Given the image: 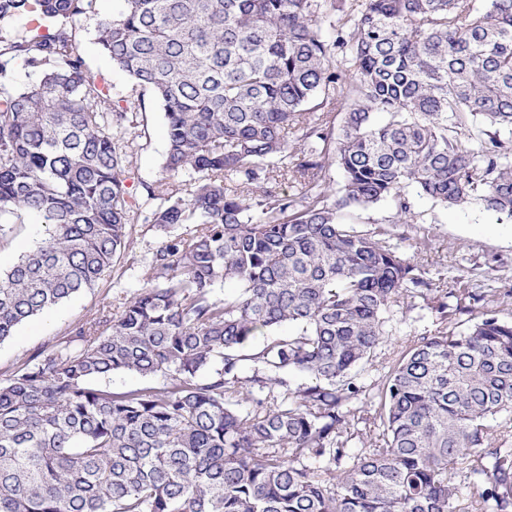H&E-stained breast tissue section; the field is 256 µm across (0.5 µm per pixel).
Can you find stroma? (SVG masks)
Masks as SVG:
<instances>
[{"label": "stroma", "instance_id": "stroma-1", "mask_svg": "<svg viewBox=\"0 0 512 512\" xmlns=\"http://www.w3.org/2000/svg\"><path fill=\"white\" fill-rule=\"evenodd\" d=\"M122 8L123 0H94L91 9L72 22L88 73L115 99L131 95L133 82L103 51L98 42V29L105 19ZM144 105L146 125L132 129L129 135L130 176L126 185L136 198L141 197L144 185L162 178L167 149L159 105L149 96L145 97ZM413 210L431 222V247L418 248L413 225L401 224L397 230L405 235L399 243L401 250L419 267L448 278L458 277L471 288L512 289V220L499 217L477 202L446 209L429 199L418 198ZM166 237V231L156 225L135 224L129 248L94 288L27 321L13 336L0 342V382L6 381L37 352L55 344L74 326L100 317L115 298L139 288L153 253ZM433 330L428 310L414 309L393 329L382 353L387 357L397 355L411 340Z\"/></svg>", "mask_w": 512, "mask_h": 512}]
</instances>
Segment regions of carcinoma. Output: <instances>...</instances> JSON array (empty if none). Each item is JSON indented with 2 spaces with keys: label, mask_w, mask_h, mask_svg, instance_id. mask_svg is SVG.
<instances>
[{
  "label": "carcinoma",
  "mask_w": 512,
  "mask_h": 512,
  "mask_svg": "<svg viewBox=\"0 0 512 512\" xmlns=\"http://www.w3.org/2000/svg\"><path fill=\"white\" fill-rule=\"evenodd\" d=\"M92 3L0 0V78L40 71L0 88V242L45 228L0 277V342L94 287L139 219L191 228L115 317L0 383V512H512V290H448L394 243L428 223L414 195L512 219V0H124L99 43L168 137L146 216L144 100L88 74ZM385 199L394 224L343 223ZM451 297L483 312L452 323ZM416 298L434 333L367 385ZM114 373L153 383L97 386ZM39 73L34 69H25L21 66H8L1 83L9 91H19L38 79ZM143 98L147 120L144 117V129L139 125L131 129L128 135L131 143L128 150L130 178L126 181L128 191L139 201L144 194L142 184H154L163 177V162L167 149L161 108L148 93H145Z\"/></svg>",
  "instance_id": "cac0c4a2"
}]
</instances>
